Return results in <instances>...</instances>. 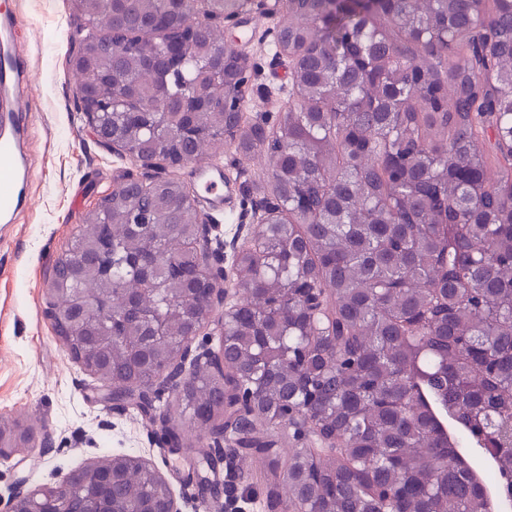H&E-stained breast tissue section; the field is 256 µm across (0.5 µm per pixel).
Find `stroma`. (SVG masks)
I'll return each mask as SVG.
<instances>
[{
    "mask_svg": "<svg viewBox=\"0 0 512 512\" xmlns=\"http://www.w3.org/2000/svg\"><path fill=\"white\" fill-rule=\"evenodd\" d=\"M28 19L22 33L28 50L27 159L33 173L30 197L13 223L0 226V422L50 435L46 453L21 448L0 462V497L20 480L55 484L72 471L107 456L126 454L151 460L163 473L182 512H282L272 506L271 489L282 482L273 459L290 448L317 447L316 438L297 442L294 430H276V458L254 457L244 474H213L234 483L233 500H201L188 474L189 456L159 444L150 416L115 409L96 378L83 372L54 336L46 318L45 288L52 265L70 247L84 215L133 169L128 157L96 143L85 113L75 111L78 85L67 64L68 37L80 19L70 0H14ZM276 16L251 9L228 27L235 47L256 68L249 92V119L273 131L288 102L290 61L277 58ZM216 168L224 172V206L210 209L225 239H232L242 216L256 200L270 195L264 156L225 151Z\"/></svg>",
    "mask_w": 512,
    "mask_h": 512,
    "instance_id": "stroma-1",
    "label": "stroma"
}]
</instances>
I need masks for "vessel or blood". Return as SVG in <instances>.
Returning <instances> with one entry per match:
<instances>
[{
  "instance_id": "b4317fda",
  "label": "vessel or blood",
  "mask_w": 512,
  "mask_h": 512,
  "mask_svg": "<svg viewBox=\"0 0 512 512\" xmlns=\"http://www.w3.org/2000/svg\"><path fill=\"white\" fill-rule=\"evenodd\" d=\"M26 18L11 0H0V223L9 224L26 205L31 181L24 142L28 133L18 92L25 78L27 59L18 40ZM197 178L206 203L224 205V178L198 165Z\"/></svg>"
}]
</instances>
